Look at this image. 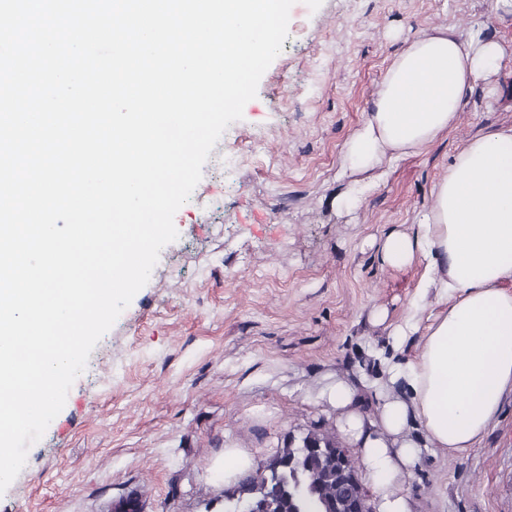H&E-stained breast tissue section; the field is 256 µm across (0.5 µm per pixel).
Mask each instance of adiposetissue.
Returning a JSON list of instances; mask_svg holds the SVG:
<instances>
[{
	"label": "adipose tissue",
	"mask_w": 512,
	"mask_h": 512,
	"mask_svg": "<svg viewBox=\"0 0 512 512\" xmlns=\"http://www.w3.org/2000/svg\"><path fill=\"white\" fill-rule=\"evenodd\" d=\"M505 56L481 29L421 31L386 69L362 125L347 139L343 168L374 174L453 128L473 84ZM415 229L380 244L389 267L431 258L426 284L440 311L413 313L395 339L418 336L414 355L388 370L375 410L337 381L328 393L335 426L356 448L375 512H416L409 479L422 447L464 458L512 398V125L472 138L432 190Z\"/></svg>",
	"instance_id": "1"
}]
</instances>
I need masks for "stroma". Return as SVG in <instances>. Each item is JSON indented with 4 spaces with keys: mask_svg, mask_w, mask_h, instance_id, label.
<instances>
[{
    "mask_svg": "<svg viewBox=\"0 0 512 512\" xmlns=\"http://www.w3.org/2000/svg\"><path fill=\"white\" fill-rule=\"evenodd\" d=\"M495 0H296L282 52L174 216L175 241L90 354L32 444L0 512H224V451L264 466L290 437L334 427L323 389L342 378L374 404L386 329L422 296L425 260L392 268L374 246L432 203L473 137L512 124V59L468 92L458 122L384 164L354 198L343 148L382 76L420 29L484 26L512 45ZM417 512H512V402L468 457L428 449Z\"/></svg>",
    "mask_w": 512,
    "mask_h": 512,
    "instance_id": "35a3bbf8",
    "label": "stroma"
}]
</instances>
